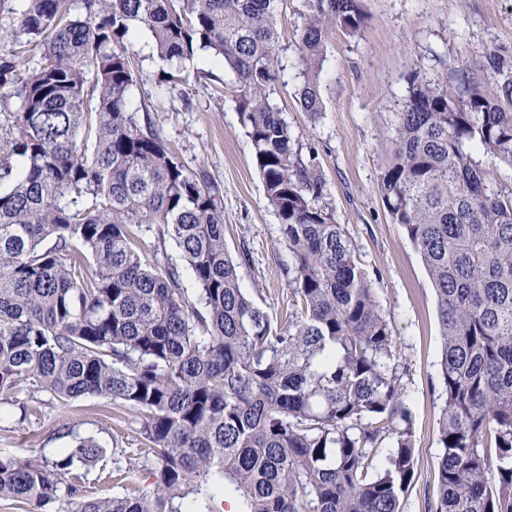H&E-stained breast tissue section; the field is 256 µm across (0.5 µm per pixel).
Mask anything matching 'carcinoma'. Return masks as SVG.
<instances>
[{
	"label": "carcinoma",
	"mask_w": 512,
	"mask_h": 512,
	"mask_svg": "<svg viewBox=\"0 0 512 512\" xmlns=\"http://www.w3.org/2000/svg\"><path fill=\"white\" fill-rule=\"evenodd\" d=\"M278 0H25L20 31L40 56H0V405L26 391L141 414L155 488L88 499L79 470L105 454L77 437L56 458L1 456L0 499L45 512H400L415 476L393 329L355 249L323 204L274 103ZM303 109L323 110L326 34L360 33L363 0H304ZM138 27L184 68L211 52L234 102L291 263L288 321L239 285L217 191L130 108ZM480 151L488 160L474 156ZM512 90L418 76L397 113L382 201L420 254L440 326L443 448L430 512H512ZM136 224L172 240L194 280L152 263ZM388 445L385 463L374 461Z\"/></svg>",
	"instance_id": "cac0c4a2"
}]
</instances>
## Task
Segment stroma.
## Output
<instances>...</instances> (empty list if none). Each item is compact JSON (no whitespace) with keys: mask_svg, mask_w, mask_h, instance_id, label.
<instances>
[{"mask_svg":"<svg viewBox=\"0 0 512 512\" xmlns=\"http://www.w3.org/2000/svg\"><path fill=\"white\" fill-rule=\"evenodd\" d=\"M23 5L7 0L0 10V55H15L25 67L34 53L17 27ZM363 6L368 21L359 35L333 29L327 36L320 74L324 109L314 118L298 95L303 78L296 32L304 2L279 0L281 82L274 99L302 158H315L326 183L325 202L353 242L392 325L416 440L415 478L400 512H428L436 494L442 453L436 433L444 405L436 299L419 254L384 207L377 183L414 77L440 87L462 74L475 83L512 82L511 61L496 74L483 66L488 50H512V0H364ZM131 64L138 75L133 110L149 114L178 162L215 186L228 251L251 256L238 269L241 288L269 314H281L291 257L235 110L233 75L202 55L182 71V84L159 82L166 64L144 28L133 36ZM141 427L137 412L105 399L64 405L47 396L27 419L17 405L0 411V454L55 457L70 448L73 436H90L108 453L88 469L87 496L149 491L156 464L139 452Z\"/></svg>","mask_w":512,"mask_h":512,"instance_id":"obj_1","label":"stroma"}]
</instances>
